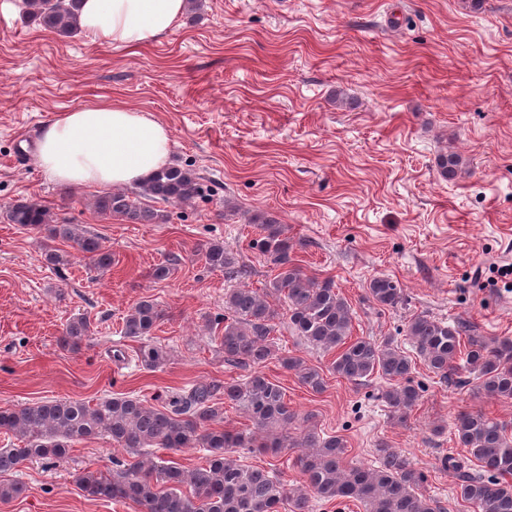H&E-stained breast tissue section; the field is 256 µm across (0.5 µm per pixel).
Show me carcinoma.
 Segmentation results:
<instances>
[{
    "label": "carcinoma",
    "instance_id": "obj_1",
    "mask_svg": "<svg viewBox=\"0 0 512 512\" xmlns=\"http://www.w3.org/2000/svg\"><path fill=\"white\" fill-rule=\"evenodd\" d=\"M82 0H24L27 14L40 26L60 35L78 30ZM440 174L454 178L462 158L450 152L438 155ZM199 193V181L190 169L165 166L141 184V196L170 204H183ZM101 214L118 215L134 224H157L162 214L145 207L121 191L98 197ZM11 224L43 234L46 260L57 266L65 259L53 246L69 242L89 268L112 267V253L100 239L77 224H56L42 206L19 199L6 210ZM250 223L260 229L255 248L272 264L271 278L263 289L234 287L224 290V326L220 339L224 362L248 370L238 380L224 384L200 383L176 393L162 408L147 406L134 396L104 397L95 404L55 399L0 408V430L12 434L19 445L0 448V502L23 493V486L3 476L30 458L61 459L71 444L105 436L133 455L116 469H85L76 484L91 498L130 500L142 512H311L313 503L357 501L364 512H441L421 490L423 475L403 451L381 443L374 466L346 461L345 440L318 430L312 416L299 418L288 405L285 389L264 372L276 358L294 372L301 386L321 393L327 380L321 367L301 357L281 355L273 333L284 322L291 333L312 347L332 355L329 371L355 384L373 377L384 381L380 397L393 419L406 421L421 399L413 385L416 362L441 381L463 372L474 375L476 392L498 400H512V336L484 337L471 333L462 322L449 323L426 313L405 323L413 354L387 337H352L353 309L337 291L333 278L308 273L291 256L295 244L282 225L265 214H254ZM212 269L228 281L245 275L240 261L213 241L196 249ZM368 299L382 309H396L406 301L399 281L380 275L366 286ZM165 318L154 300L141 298L122 321L121 334L139 342L140 365L154 370L168 359V352L149 339ZM92 336L87 316L69 321L59 337L67 349H79ZM224 400L219 404L218 400ZM242 411L251 430H227L221 425L224 405ZM452 433L466 455L446 457L441 464L459 473L456 494L475 512H512V425L481 411L457 413ZM179 451L200 448L204 463L186 467L155 454L154 449ZM255 448L278 451L296 448L295 463L303 484L291 486L277 469L245 465L235 455Z\"/></svg>",
    "mask_w": 512,
    "mask_h": 512
}]
</instances>
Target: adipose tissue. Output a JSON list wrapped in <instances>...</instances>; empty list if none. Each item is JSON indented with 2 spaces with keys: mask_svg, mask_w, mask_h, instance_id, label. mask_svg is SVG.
<instances>
[{
  "mask_svg": "<svg viewBox=\"0 0 512 512\" xmlns=\"http://www.w3.org/2000/svg\"><path fill=\"white\" fill-rule=\"evenodd\" d=\"M185 0H82L79 27L93 42L138 46L166 37ZM38 164L76 187H119L163 168L171 151L165 124L119 100H92L58 113L38 138Z\"/></svg>",
  "mask_w": 512,
  "mask_h": 512,
  "instance_id": "1",
  "label": "adipose tissue"
}]
</instances>
